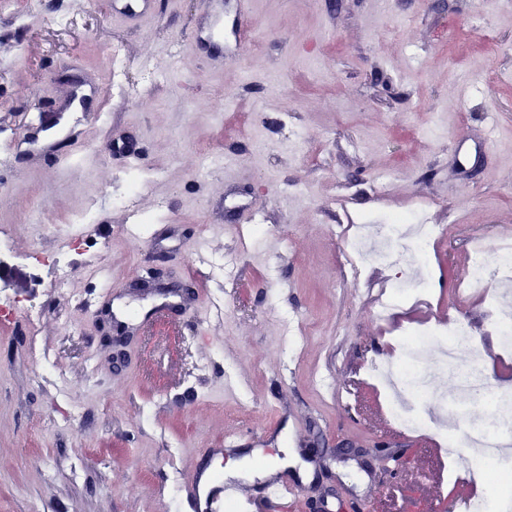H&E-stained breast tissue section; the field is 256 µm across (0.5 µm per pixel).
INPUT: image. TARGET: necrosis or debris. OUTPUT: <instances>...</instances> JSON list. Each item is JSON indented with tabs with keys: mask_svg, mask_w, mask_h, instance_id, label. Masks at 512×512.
Listing matches in <instances>:
<instances>
[{
	"mask_svg": "<svg viewBox=\"0 0 512 512\" xmlns=\"http://www.w3.org/2000/svg\"><path fill=\"white\" fill-rule=\"evenodd\" d=\"M437 233L434 225L413 224L402 218L388 224H366L360 238L348 246L346 260L354 268L368 261L392 264L405 254L421 260L426 257ZM490 281L502 286L501 291L493 295V307L496 331L504 348L508 349L512 347V251L499 250L495 259L490 261L483 249H473L470 286L480 288ZM437 336L441 337L444 352L448 355L472 344L468 327L461 320H450L447 328L439 331L421 325L401 339L403 356L400 360L369 367L371 375L394 393L395 418L410 428L435 426V418L420 407L422 399L428 396L443 403L451 399L458 405L472 398L483 399L494 406L501 403L499 394L489 385L483 369L477 364L459 374L456 397H449L447 390L433 386L425 364L429 346ZM465 438L468 446L481 449L483 461L477 464L460 456L456 459L459 469L472 475L484 463L495 467L503 479H512V421L490 417L471 422L466 427Z\"/></svg>",
	"mask_w": 512,
	"mask_h": 512,
	"instance_id": "necrosis-or-debris-1",
	"label": "necrosis or debris"
}]
</instances>
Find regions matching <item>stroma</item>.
Listing matches in <instances>:
<instances>
[{"mask_svg": "<svg viewBox=\"0 0 512 512\" xmlns=\"http://www.w3.org/2000/svg\"><path fill=\"white\" fill-rule=\"evenodd\" d=\"M203 0H158L138 29L107 0H11L0 37V257L23 270L0 290V512H200L184 486L194 459L250 488L288 466L296 499L254 512H439L445 487L472 496L430 451L432 430L396 426L367 374L410 322L465 321L495 334L468 287L474 241L495 254L512 225V0H224V65L187 44ZM127 67L106 82L107 50ZM101 76L99 119L65 113L58 157L29 170L13 150L52 113L66 65ZM142 158L117 164L112 133ZM150 179L132 206L128 172ZM90 242L66 224L87 203ZM255 207L251 223L235 207ZM420 212L443 229L423 266L440 288L379 321L393 266L353 272L345 229ZM152 215L140 224L138 214ZM59 252L70 288L38 257ZM193 283L191 309L143 326L123 365L100 308L146 311V271ZM389 443L403 468L343 461L339 443Z\"/></svg>", "mask_w": 512, "mask_h": 512, "instance_id": "1", "label": "stroma"}]
</instances>
